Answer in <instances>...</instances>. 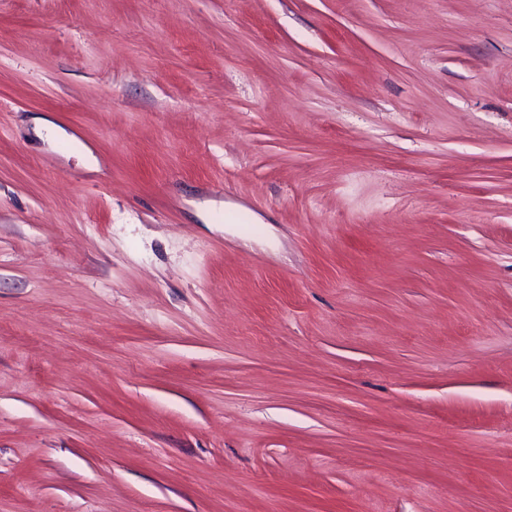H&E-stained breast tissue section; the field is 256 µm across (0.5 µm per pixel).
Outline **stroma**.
Wrapping results in <instances>:
<instances>
[{
  "mask_svg": "<svg viewBox=\"0 0 512 512\" xmlns=\"http://www.w3.org/2000/svg\"><path fill=\"white\" fill-rule=\"evenodd\" d=\"M0 512H512V0H0Z\"/></svg>",
  "mask_w": 512,
  "mask_h": 512,
  "instance_id": "1",
  "label": "stroma"
}]
</instances>
